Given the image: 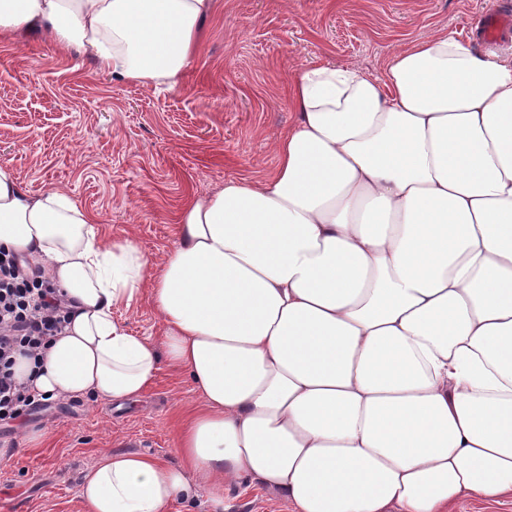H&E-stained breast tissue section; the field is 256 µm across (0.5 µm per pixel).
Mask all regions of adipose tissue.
<instances>
[{
	"label": "adipose tissue",
	"instance_id": "1",
	"mask_svg": "<svg viewBox=\"0 0 512 512\" xmlns=\"http://www.w3.org/2000/svg\"><path fill=\"white\" fill-rule=\"evenodd\" d=\"M216 0H0V34L40 29L121 82L176 86ZM277 167L192 197L161 271L107 242L63 190L0 165V246L73 300L34 386L139 398L160 365L201 397L182 466L108 454L88 512H165L189 472L256 481L293 512H451L512 499V49L435 34L383 77L312 62ZM164 344L112 317L144 280Z\"/></svg>",
	"mask_w": 512,
	"mask_h": 512
}]
</instances>
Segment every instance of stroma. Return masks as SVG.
I'll return each instance as SVG.
<instances>
[{
  "mask_svg": "<svg viewBox=\"0 0 512 512\" xmlns=\"http://www.w3.org/2000/svg\"><path fill=\"white\" fill-rule=\"evenodd\" d=\"M502 2L218 0L180 83L159 90L116 81L40 30L0 38V165L25 188L66 192L107 240L136 239L156 270L189 198L272 174L273 137L295 120L288 85L301 66L322 60L379 77L397 47L435 33L482 49L478 21ZM112 314L162 344L149 297ZM200 403L189 378L165 365L133 402L53 401L0 436L16 446L0 458V512H87L79 486L106 454L180 464L178 425ZM224 512L292 507L240 479L224 485Z\"/></svg>",
  "mask_w": 512,
  "mask_h": 512,
  "instance_id": "obj_1",
  "label": "stroma"
}]
</instances>
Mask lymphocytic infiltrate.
<instances>
[{"label": "lymphocytic infiltrate", "instance_id": "lymphocytic-infiltrate-1", "mask_svg": "<svg viewBox=\"0 0 512 512\" xmlns=\"http://www.w3.org/2000/svg\"><path fill=\"white\" fill-rule=\"evenodd\" d=\"M69 313L57 288L29 276L18 256L0 249V423L42 407V400L17 380L14 366L21 357L40 361Z\"/></svg>", "mask_w": 512, "mask_h": 512}]
</instances>
